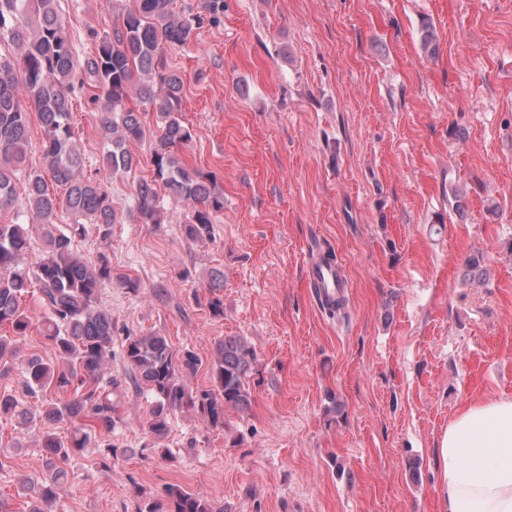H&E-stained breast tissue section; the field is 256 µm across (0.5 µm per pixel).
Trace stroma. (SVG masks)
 I'll use <instances>...</instances> for the list:
<instances>
[{"label":"stroma","mask_w":512,"mask_h":512,"mask_svg":"<svg viewBox=\"0 0 512 512\" xmlns=\"http://www.w3.org/2000/svg\"><path fill=\"white\" fill-rule=\"evenodd\" d=\"M200 3L174 0L200 21L165 58L185 80L183 158L224 188L211 239H186L187 209L172 202L160 227L138 223L132 185L149 165L109 176L100 116L72 98L86 171L109 178L121 216L73 249L139 288L99 292L125 454L108 474L97 447L74 456L54 512H137L171 485L224 512H441L443 429L466 401L512 395V0H224L216 15ZM60 4L86 57L125 0ZM319 252L344 268L341 313L306 280ZM477 252L488 278L469 284ZM149 333L196 354L195 388L212 385L216 342L244 337L257 354L250 407L217 430L185 409L151 434V396L124 358L127 337ZM42 430L0 418V512L35 502Z\"/></svg>","instance_id":"obj_1"}]
</instances>
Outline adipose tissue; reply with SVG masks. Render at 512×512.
Listing matches in <instances>:
<instances>
[{
    "label": "adipose tissue",
    "instance_id": "1",
    "mask_svg": "<svg viewBox=\"0 0 512 512\" xmlns=\"http://www.w3.org/2000/svg\"><path fill=\"white\" fill-rule=\"evenodd\" d=\"M435 455L444 512H512V395L467 402Z\"/></svg>",
    "mask_w": 512,
    "mask_h": 512
}]
</instances>
